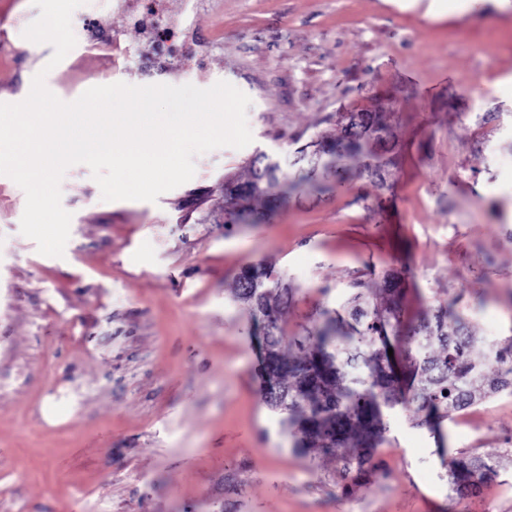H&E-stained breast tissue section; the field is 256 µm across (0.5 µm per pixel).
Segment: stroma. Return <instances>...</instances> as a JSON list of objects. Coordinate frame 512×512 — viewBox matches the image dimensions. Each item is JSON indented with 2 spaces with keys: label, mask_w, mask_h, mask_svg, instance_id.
I'll return each instance as SVG.
<instances>
[{
  "label": "stroma",
  "mask_w": 512,
  "mask_h": 512,
  "mask_svg": "<svg viewBox=\"0 0 512 512\" xmlns=\"http://www.w3.org/2000/svg\"><path fill=\"white\" fill-rule=\"evenodd\" d=\"M31 0H0V36L27 49L0 62V102L33 77L71 102L113 81L112 61L75 46L29 50ZM216 48L213 79L251 100L244 148L194 159L195 175L156 202L106 201L88 166L69 167L63 257L20 231L24 191L0 175V512H512V393L444 421L439 434L387 415L384 477L346 488L335 459L294 450L260 395L248 308L233 300L248 263L297 286L298 332L338 306L359 271L407 273V317L455 300L477 335L512 336V0H448L426 16L404 0H211L195 19ZM183 60L154 84L211 87ZM344 112H381L349 181L258 224H225L224 176L263 152L292 160ZM496 456L498 478L461 498L449 457Z\"/></svg>",
  "instance_id": "obj_1"
}]
</instances>
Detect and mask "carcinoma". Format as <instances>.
<instances>
[{"mask_svg": "<svg viewBox=\"0 0 512 512\" xmlns=\"http://www.w3.org/2000/svg\"><path fill=\"white\" fill-rule=\"evenodd\" d=\"M386 129L378 113L352 112L340 138L309 143L296 151L294 163L308 166L310 190L324 192L325 180L343 181L344 157L363 152ZM224 187L241 199L224 210V223L237 224L256 202L295 185L286 182L279 162L260 153L248 162L246 175L224 177ZM296 293L285 274L263 262L244 267L232 288L259 329L265 404L281 415L294 447L335 455L344 480L383 474L376 450L386 441L384 411L399 407L413 424L429 425L512 391V338L490 340L469 330L452 300L438 301L407 329L399 277L386 273L382 287L374 288L359 275L340 307L323 308L303 334L292 336L282 316ZM496 475L492 458L479 454L448 462L455 491L463 486L477 495Z\"/></svg>", "mask_w": 512, "mask_h": 512, "instance_id": "1", "label": "carcinoma"}]
</instances>
